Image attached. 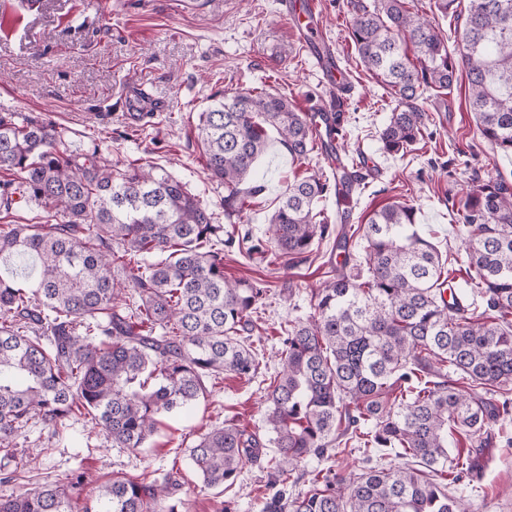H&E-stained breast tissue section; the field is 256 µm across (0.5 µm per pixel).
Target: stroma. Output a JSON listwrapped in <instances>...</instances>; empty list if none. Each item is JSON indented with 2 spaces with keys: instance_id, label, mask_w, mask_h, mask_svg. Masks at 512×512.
<instances>
[{
  "instance_id": "1",
  "label": "stroma",
  "mask_w": 512,
  "mask_h": 512,
  "mask_svg": "<svg viewBox=\"0 0 512 512\" xmlns=\"http://www.w3.org/2000/svg\"><path fill=\"white\" fill-rule=\"evenodd\" d=\"M324 32L336 46L351 93L340 106L348 156L362 181L348 209L352 225L392 202L417 209L419 231L442 253L460 255L467 235L460 200L473 181L501 177L512 184V160L480 134L457 83L427 124L429 136L405 155L384 153L379 132L396 102L360 65L348 37L346 0H318ZM149 94L130 116L135 87ZM264 88L287 95L298 109L331 101L302 42L279 9V0H0V113L40 116L65 131L69 147L99 150L118 165L153 164L186 183L189 191L224 221V186L208 177L197 143L199 114L213 98ZM330 162L311 153L293 161L271 135L251 178L261 191L251 198L237 236L271 245L268 218L294 176L326 171ZM332 243L315 242L307 261L270 264L267 256L224 250V275L271 289L258 320L256 348L262 375L246 381L225 375L205 400L162 416L141 449L115 448L84 419L73 418L62 435L40 426L17 438L18 452L37 459L16 484L0 483V495L36 489L65 472L86 473V493L97 492L113 474L164 478L178 470L187 512H261L258 489L270 478L265 463L246 466L222 490L205 488L193 471L189 450L207 429L234 422L266 434L264 381L279 370L280 325L307 318L311 291L326 279ZM450 458L477 459L472 476L452 484L463 500L480 499L482 512H512V421L494 426L488 440L457 430L448 437Z\"/></svg>"
}]
</instances>
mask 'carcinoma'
Wrapping results in <instances>:
<instances>
[{
	"label": "carcinoma",
	"mask_w": 512,
	"mask_h": 512,
	"mask_svg": "<svg viewBox=\"0 0 512 512\" xmlns=\"http://www.w3.org/2000/svg\"><path fill=\"white\" fill-rule=\"evenodd\" d=\"M348 34L366 71L397 105L380 130L384 152L424 139V94L465 78L479 131L512 157V0H470L455 53L409 0H347ZM197 141L208 176L224 184V216L241 220L246 187L269 131L294 160L317 148L308 113L265 90L214 100L199 114ZM0 206L36 202L56 224H0V261L34 259L26 285L0 274V482L31 460L10 444L40 423L58 435L79 416L114 448L144 447L159 418L208 395L226 373L256 378L261 360L245 337L270 289L224 278L234 234L165 169L118 167L98 151L65 147L63 131L39 117L0 115ZM361 176L336 160L282 192L268 219L286 264L305 261L315 240L336 236L334 275L312 292V316L281 326V370L266 387L271 480L262 512H461L448 491V432L489 434L512 415V189L473 185L462 202L465 287L447 289L448 259L417 229L416 208L395 203L365 227V268L352 272L350 236L318 204L349 194ZM487 316L474 317L469 298ZM386 448L401 466L344 475L343 448ZM261 437L215 426L189 449L205 487L232 485L259 461ZM315 458L312 489L288 487ZM85 476L71 471L33 491L0 497V512H72ZM177 478L115 476L82 512H182Z\"/></svg>",
	"instance_id": "carcinoma-1"
}]
</instances>
